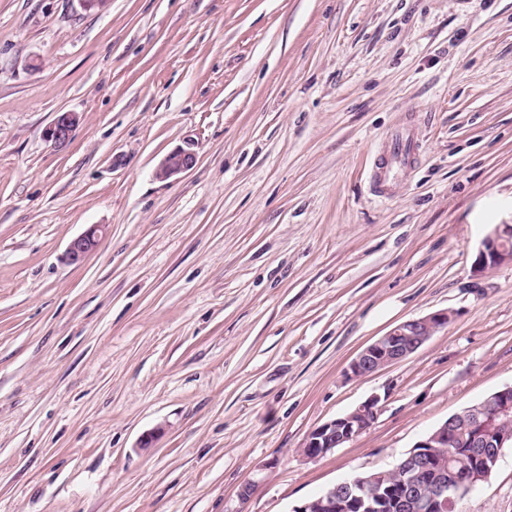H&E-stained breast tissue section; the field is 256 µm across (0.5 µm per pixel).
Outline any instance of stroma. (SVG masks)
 <instances>
[{"label": "stroma", "instance_id": "1", "mask_svg": "<svg viewBox=\"0 0 512 512\" xmlns=\"http://www.w3.org/2000/svg\"><path fill=\"white\" fill-rule=\"evenodd\" d=\"M408 120L416 168L376 197ZM510 221L512 0H0V512H292L393 468L512 385V264L475 271ZM374 394L369 430L302 456ZM458 510L512 512V445ZM79 122L75 112H63L57 115L54 122L46 129V139L56 148L66 147L71 139L72 132ZM196 161L195 154L189 149L177 148L169 152L158 164L155 176L170 179L190 169ZM105 232V225L90 224L68 246L66 259L70 264L79 265L97 249ZM453 313L438 311L404 321L364 348L351 362L353 377H367L410 356L451 322Z\"/></svg>", "mask_w": 512, "mask_h": 512}]
</instances>
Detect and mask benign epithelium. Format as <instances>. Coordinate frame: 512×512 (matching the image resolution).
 Segmentation results:
<instances>
[{
    "instance_id": "7a95c632",
    "label": "benign epithelium",
    "mask_w": 512,
    "mask_h": 512,
    "mask_svg": "<svg viewBox=\"0 0 512 512\" xmlns=\"http://www.w3.org/2000/svg\"><path fill=\"white\" fill-rule=\"evenodd\" d=\"M78 122L75 112L57 115L46 129L47 141L56 148L67 146ZM195 161L192 151L177 148L160 161L155 176L167 180L190 169ZM104 232L102 224L89 225L69 243L67 261L81 264L97 249ZM511 242L512 224L495 225L478 249L476 272L512 264ZM452 317L449 310L438 311L396 325L357 355L349 366L352 376L367 377L406 359L446 327ZM379 403L380 397L373 395L348 413L317 426L308 434L302 447L304 457L317 459L361 435L376 420ZM465 413L467 418L461 425L445 422L416 444L417 450L411 453L405 469L408 478L401 480L396 488L382 487L376 475H355L330 487L320 499L296 507L293 512H338L348 508L356 512H378L393 492L402 509L453 512L477 482H486L492 475L506 439V435L499 433V427L512 420V385L494 392L480 404L466 409ZM449 448L471 449V454L476 457V467L449 479L443 475L429 492H421L419 473L426 469L445 471L446 450Z\"/></svg>"
}]
</instances>
